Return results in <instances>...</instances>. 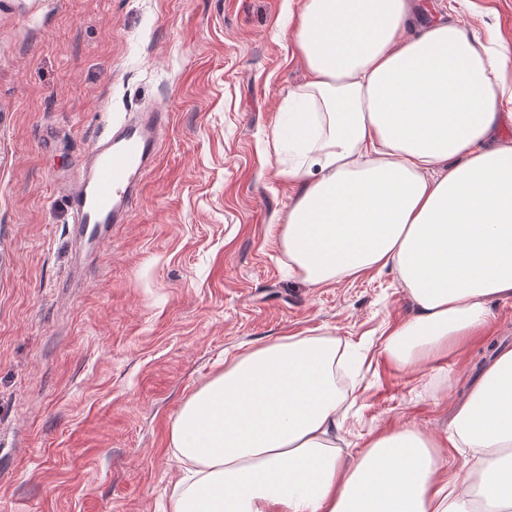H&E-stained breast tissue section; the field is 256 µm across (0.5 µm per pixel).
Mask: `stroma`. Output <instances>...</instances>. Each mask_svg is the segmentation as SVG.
Returning a JSON list of instances; mask_svg holds the SVG:
<instances>
[{"mask_svg": "<svg viewBox=\"0 0 512 512\" xmlns=\"http://www.w3.org/2000/svg\"><path fill=\"white\" fill-rule=\"evenodd\" d=\"M512 43V0H420ZM299 0H0V512H165L170 428L226 359L282 336H338L351 362L340 435H433L499 349L486 336L417 370L384 339L415 306L390 270L317 288L276 230L295 190L270 134L305 69ZM170 113L129 219L74 266L68 187L126 114Z\"/></svg>", "mask_w": 512, "mask_h": 512, "instance_id": "1", "label": "stroma"}]
</instances>
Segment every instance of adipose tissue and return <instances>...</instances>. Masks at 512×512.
<instances>
[{"label":"adipose tissue","mask_w":512,"mask_h":512,"mask_svg":"<svg viewBox=\"0 0 512 512\" xmlns=\"http://www.w3.org/2000/svg\"><path fill=\"white\" fill-rule=\"evenodd\" d=\"M417 0H301L306 65L271 133L297 187L278 240L312 286L394 271L415 315L385 339L405 369L447 357L512 297V48L451 17L414 27ZM340 338L283 336L228 363L184 403L186 465L168 512H512V349L442 436L393 425L343 462ZM466 452L465 476L440 454Z\"/></svg>","instance_id":"1"}]
</instances>
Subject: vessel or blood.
<instances>
[{
  "instance_id": "vessel-or-blood-1",
  "label": "vessel or blood",
  "mask_w": 512,
  "mask_h": 512,
  "mask_svg": "<svg viewBox=\"0 0 512 512\" xmlns=\"http://www.w3.org/2000/svg\"><path fill=\"white\" fill-rule=\"evenodd\" d=\"M168 123V111L154 107L140 117L124 118L94 141L68 190L74 228L90 247H97L122 221Z\"/></svg>"
}]
</instances>
